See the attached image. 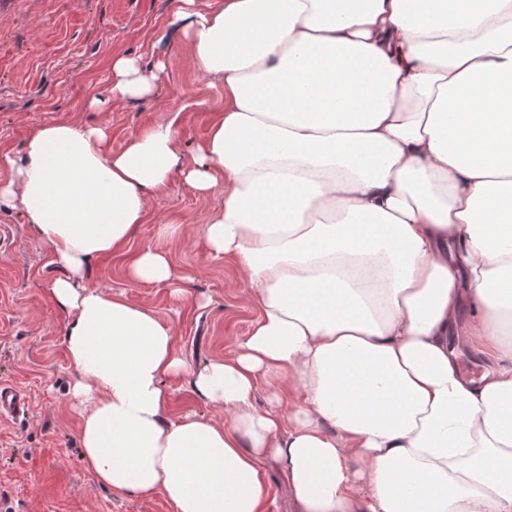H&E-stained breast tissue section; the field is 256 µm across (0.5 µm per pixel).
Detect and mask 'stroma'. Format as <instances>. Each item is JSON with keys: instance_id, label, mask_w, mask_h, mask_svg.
I'll list each match as a JSON object with an SVG mask.
<instances>
[{"instance_id": "stroma-1", "label": "stroma", "mask_w": 512, "mask_h": 512, "mask_svg": "<svg viewBox=\"0 0 512 512\" xmlns=\"http://www.w3.org/2000/svg\"><path fill=\"white\" fill-rule=\"evenodd\" d=\"M179 0H0V156L19 157L30 131L68 121L106 124L113 149L134 133L176 119L183 149L204 138L221 105L218 87L192 66L187 39L175 24ZM164 61L154 92L110 107L87 108L106 96L112 59ZM223 200L201 196L180 177L148 200V219L119 251L93 260L87 282L154 310L173 324L175 344L196 367L232 356L257 310L246 304L249 283L236 266L210 252L203 228ZM183 225L171 239L160 222ZM148 247L168 252L184 274L179 286L131 284L127 268ZM58 271L19 209L0 208V382L24 392L27 414L0 419V512H172L161 494L132 495L99 485L79 450L80 414L68 390L75 373L64 336L68 316L50 292ZM184 288L197 304L179 300Z\"/></svg>"}]
</instances>
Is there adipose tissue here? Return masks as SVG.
<instances>
[{"mask_svg":"<svg viewBox=\"0 0 512 512\" xmlns=\"http://www.w3.org/2000/svg\"><path fill=\"white\" fill-rule=\"evenodd\" d=\"M178 22L224 101L192 159L171 121L117 152L62 121L0 160V207L62 271L85 468L174 512H262L269 458L291 512H512V0H181ZM163 69L114 58L89 110ZM177 173L223 188L204 234L258 311L197 369L172 324L83 284ZM128 277L182 274L147 248ZM181 378L223 421L170 417Z\"/></svg>","mask_w":512,"mask_h":512,"instance_id":"adipose-tissue-1","label":"adipose tissue"}]
</instances>
